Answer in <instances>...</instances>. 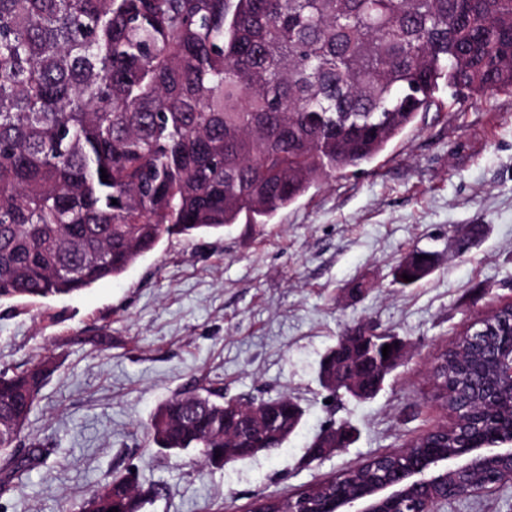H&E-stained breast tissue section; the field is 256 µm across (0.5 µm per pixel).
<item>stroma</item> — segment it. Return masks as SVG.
I'll return each instance as SVG.
<instances>
[{
  "label": "stroma",
  "instance_id": "stroma-1",
  "mask_svg": "<svg viewBox=\"0 0 512 512\" xmlns=\"http://www.w3.org/2000/svg\"><path fill=\"white\" fill-rule=\"evenodd\" d=\"M373 163L313 185L268 223L163 241L114 280L64 299L0 302V371L55 370L22 433L49 447L0 512H76L107 475L136 471L145 512H248L403 448L445 421L433 364L477 315L512 302V90L450 97ZM416 250L435 268L396 278ZM363 293H355L356 285ZM358 326L407 344L370 399L329 400L319 363ZM211 388L304 410L281 448L216 469L195 450L149 444L156 406ZM355 440L309 461L323 427ZM440 512H512V484Z\"/></svg>",
  "mask_w": 512,
  "mask_h": 512
}]
</instances>
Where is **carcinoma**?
Wrapping results in <instances>:
<instances>
[{
    "instance_id": "1",
    "label": "carcinoma",
    "mask_w": 512,
    "mask_h": 512,
    "mask_svg": "<svg viewBox=\"0 0 512 512\" xmlns=\"http://www.w3.org/2000/svg\"><path fill=\"white\" fill-rule=\"evenodd\" d=\"M443 87L512 90V0H0V301L70 297L164 239L265 224L314 183L374 162ZM492 326L434 375L453 417L442 452L496 424L474 379L512 337V305ZM386 340L373 343V376ZM52 372L49 358L0 372V495L48 454L15 444ZM231 402L178 395L148 437L214 466L224 434L237 448L261 439L224 422ZM430 440L252 507L320 512L337 485L371 481ZM150 502L113 474L78 512Z\"/></svg>"
}]
</instances>
